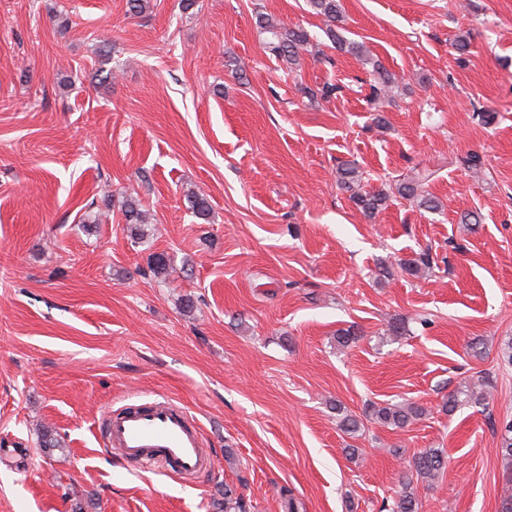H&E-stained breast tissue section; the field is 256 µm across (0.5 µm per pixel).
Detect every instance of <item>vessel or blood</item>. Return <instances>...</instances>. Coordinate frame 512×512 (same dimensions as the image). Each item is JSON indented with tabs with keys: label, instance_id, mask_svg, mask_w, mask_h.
Wrapping results in <instances>:
<instances>
[{
	"label": "vessel or blood",
	"instance_id": "b4317fda",
	"mask_svg": "<svg viewBox=\"0 0 512 512\" xmlns=\"http://www.w3.org/2000/svg\"><path fill=\"white\" fill-rule=\"evenodd\" d=\"M106 439L123 459L143 468L190 476L207 461L199 426L183 405L170 399L112 411L106 418Z\"/></svg>",
	"mask_w": 512,
	"mask_h": 512
}]
</instances>
